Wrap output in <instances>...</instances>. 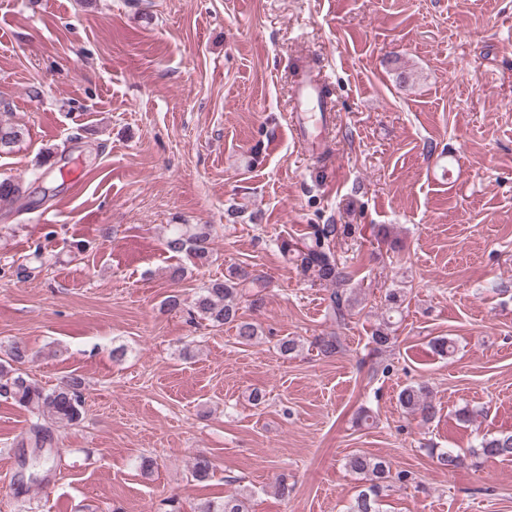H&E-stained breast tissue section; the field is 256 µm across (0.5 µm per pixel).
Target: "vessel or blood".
<instances>
[{
	"mask_svg": "<svg viewBox=\"0 0 512 512\" xmlns=\"http://www.w3.org/2000/svg\"><path fill=\"white\" fill-rule=\"evenodd\" d=\"M328 83V76L320 72H305L296 80L292 89V119L300 139L329 141L334 105L325 93Z\"/></svg>",
	"mask_w": 512,
	"mask_h": 512,
	"instance_id": "1",
	"label": "vessel or blood"
}]
</instances>
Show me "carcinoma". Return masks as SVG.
Here are the masks:
<instances>
[{
  "instance_id": "obj_1",
  "label": "carcinoma",
  "mask_w": 512,
  "mask_h": 512,
  "mask_svg": "<svg viewBox=\"0 0 512 512\" xmlns=\"http://www.w3.org/2000/svg\"><path fill=\"white\" fill-rule=\"evenodd\" d=\"M22 136V129L6 120H0V153L10 150ZM26 193L24 183L11 178L0 179V201H19ZM347 224H312L300 241L293 244L283 241V252H292L302 274L313 282L335 285L328 296V315L339 325L345 324L348 311L358 303L354 289L346 287L350 273L341 266L336 257V240L349 234ZM213 227L209 224L168 225L165 247L175 255H184L200 264L208 261ZM267 282L260 275H253L239 265H231L224 280L205 283L188 309L190 322L207 321L214 327L230 324L235 328L237 339L245 345L253 344L259 337V327L239 314L243 299H248L254 308L262 305L261 290ZM394 322L384 318L376 324L370 334L373 351L381 353L392 342ZM344 347L342 337L336 333L316 336L309 348L322 357H332ZM29 359L26 346L14 342L0 357V397L13 400L25 408L32 420L28 430L27 445L31 448H50L53 445L52 426L58 423L76 424L84 414L82 382L71 378L53 388H43L31 381L21 369ZM431 390L425 383H416L403 388L398 395L400 406L420 415L422 421L434 419L436 409L430 399ZM473 454L486 459H512V434L482 440ZM437 463L453 471L464 464L463 457L451 449L436 455ZM348 468L368 477L370 485L360 490L350 503L347 512H380V497L390 482H403L408 473L391 472L384 459L363 453L352 455ZM194 512H249V494L241 491L219 500H206L196 505Z\"/></svg>"
}]
</instances>
